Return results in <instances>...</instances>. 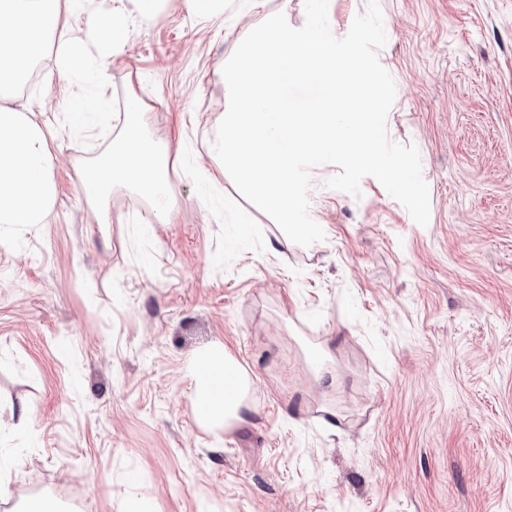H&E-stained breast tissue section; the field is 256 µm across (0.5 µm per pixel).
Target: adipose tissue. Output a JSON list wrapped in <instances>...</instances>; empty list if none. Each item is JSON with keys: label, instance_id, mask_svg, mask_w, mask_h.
Segmentation results:
<instances>
[{"label": "adipose tissue", "instance_id": "adipose-tissue-1", "mask_svg": "<svg viewBox=\"0 0 512 512\" xmlns=\"http://www.w3.org/2000/svg\"><path fill=\"white\" fill-rule=\"evenodd\" d=\"M88 15L90 30H70L58 47L54 69L70 81L77 63L97 52L100 65L111 62L109 39L123 29L122 9L110 0H0V223L40 224L55 202V158L47 132L29 104L5 97L24 65L39 60L60 14ZM139 102H132L120 133L109 146L82 164L79 186L92 204L95 223L110 221L112 191L126 188L146 197L160 223H169L171 154L148 138L141 125ZM197 414L207 422L237 420L249 379L236 359L223 350H208L194 360Z\"/></svg>", "mask_w": 512, "mask_h": 512}]
</instances>
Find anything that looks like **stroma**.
Listing matches in <instances>:
<instances>
[{
    "label": "stroma",
    "instance_id": "stroma-1",
    "mask_svg": "<svg viewBox=\"0 0 512 512\" xmlns=\"http://www.w3.org/2000/svg\"><path fill=\"white\" fill-rule=\"evenodd\" d=\"M396 99L389 138L416 145L430 220L372 177L362 198L311 169L303 247L210 152L222 68L304 0H184L125 17L100 75L113 129L180 150L172 221L112 194L90 221L77 168L108 142L70 132L82 81L40 60L21 89L48 126L56 203L0 224V507L61 512H512V0H379ZM222 349L250 377L232 425L197 415L192 365ZM329 353L332 387L316 381ZM340 412L326 433L322 407Z\"/></svg>",
    "mask_w": 512,
    "mask_h": 512
}]
</instances>
